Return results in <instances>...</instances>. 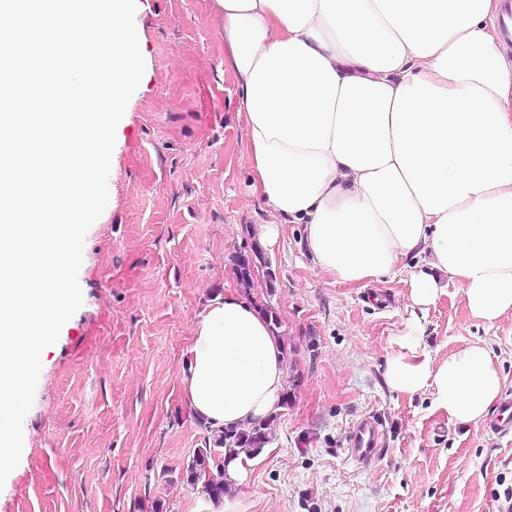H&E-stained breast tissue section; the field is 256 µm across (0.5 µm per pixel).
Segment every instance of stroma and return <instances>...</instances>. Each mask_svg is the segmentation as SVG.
<instances>
[{
  "label": "stroma",
  "mask_w": 512,
  "mask_h": 512,
  "mask_svg": "<svg viewBox=\"0 0 512 512\" xmlns=\"http://www.w3.org/2000/svg\"><path fill=\"white\" fill-rule=\"evenodd\" d=\"M134 21L145 72L116 130L107 206L84 239L83 305L42 357L0 512H190L197 492L176 474L204 445L183 395L192 327L236 289L233 258L261 245L268 216L249 189L216 0H136ZM263 256L251 295L280 315L288 404L231 499L245 512H498L512 438L449 421L430 391L384 382L411 332L407 273L337 284L300 224ZM477 340L511 396L512 318L485 329L449 287L423 316L421 349L441 359ZM368 414L384 451L363 468L346 438Z\"/></svg>",
  "instance_id": "1"
}]
</instances>
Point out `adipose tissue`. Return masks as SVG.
I'll return each mask as SVG.
<instances>
[{
    "label": "adipose tissue",
    "mask_w": 512,
    "mask_h": 512,
    "mask_svg": "<svg viewBox=\"0 0 512 512\" xmlns=\"http://www.w3.org/2000/svg\"><path fill=\"white\" fill-rule=\"evenodd\" d=\"M224 62L246 117L250 188L272 221L305 227L307 251L341 285L380 282L409 256L413 306L448 285L492 330L512 317V51L499 0H216ZM413 322L390 390H430L435 409L477 426L505 378L492 348L420 351ZM186 403L222 430L282 409L283 342L234 291L192 329Z\"/></svg>",
    "instance_id": "1"
}]
</instances>
